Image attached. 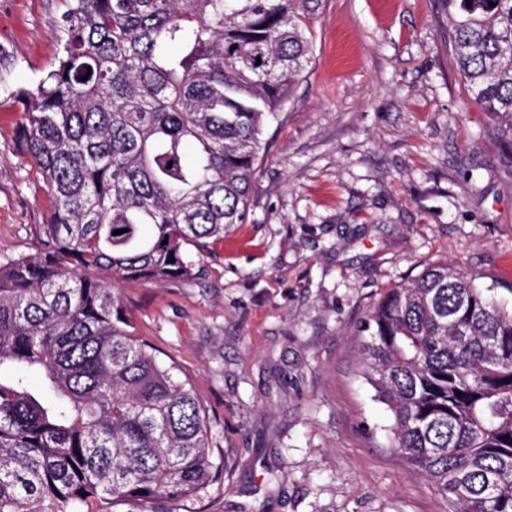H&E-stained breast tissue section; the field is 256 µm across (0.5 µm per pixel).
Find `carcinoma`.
Masks as SVG:
<instances>
[{"label":"carcinoma","mask_w":512,"mask_h":512,"mask_svg":"<svg viewBox=\"0 0 512 512\" xmlns=\"http://www.w3.org/2000/svg\"><path fill=\"white\" fill-rule=\"evenodd\" d=\"M442 4L456 68L512 163V0ZM323 6L70 0L15 129L48 215L32 253L0 259V512H152L222 479L194 389L138 336L119 284L191 281L246 222L265 130L311 63ZM478 279L445 264L388 288L362 374L389 447L457 512H512V309Z\"/></svg>","instance_id":"1"}]
</instances>
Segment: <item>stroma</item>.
Instances as JSON below:
<instances>
[{
	"mask_svg": "<svg viewBox=\"0 0 512 512\" xmlns=\"http://www.w3.org/2000/svg\"><path fill=\"white\" fill-rule=\"evenodd\" d=\"M66 8L0 0V258L46 219L14 128ZM314 28L248 222L192 281L123 288L139 336L194 386L224 468L177 512H456L387 448L362 325L438 262L512 307V164L456 69L442 0H326Z\"/></svg>",
	"mask_w": 512,
	"mask_h": 512,
	"instance_id": "obj_1",
	"label": "stroma"
}]
</instances>
